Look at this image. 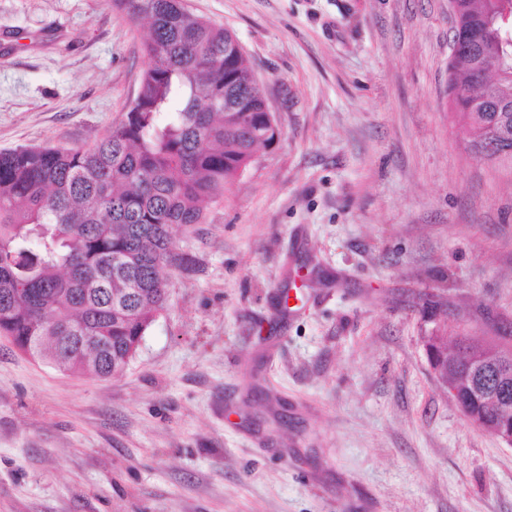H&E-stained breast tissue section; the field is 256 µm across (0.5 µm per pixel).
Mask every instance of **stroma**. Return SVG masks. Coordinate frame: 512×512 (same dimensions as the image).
Returning <instances> with one entry per match:
<instances>
[{
	"mask_svg": "<svg viewBox=\"0 0 512 512\" xmlns=\"http://www.w3.org/2000/svg\"><path fill=\"white\" fill-rule=\"evenodd\" d=\"M183 3L235 34L281 137L173 227L122 373L0 336V512H512V447L425 348L512 331V168L448 112V0ZM147 34L107 0H0V151L123 122Z\"/></svg>",
	"mask_w": 512,
	"mask_h": 512,
	"instance_id": "stroma-1",
	"label": "stroma"
}]
</instances>
